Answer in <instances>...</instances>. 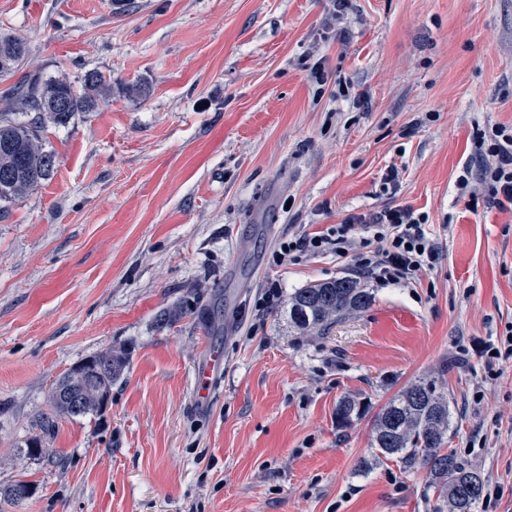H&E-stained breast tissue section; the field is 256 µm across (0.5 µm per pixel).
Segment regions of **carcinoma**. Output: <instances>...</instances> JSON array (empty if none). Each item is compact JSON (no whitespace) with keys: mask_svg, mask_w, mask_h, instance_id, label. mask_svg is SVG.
<instances>
[{"mask_svg":"<svg viewBox=\"0 0 512 512\" xmlns=\"http://www.w3.org/2000/svg\"><path fill=\"white\" fill-rule=\"evenodd\" d=\"M26 41L0 37V56L12 64L0 73L13 71L28 55ZM112 81L98 72L84 75L82 90L65 79L43 78L30 73L3 91L0 101V202L24 198L55 169L56 155L45 149L41 120L65 125L79 112H96L109 102ZM372 303L369 291L351 276L297 288L288 298L291 325L306 334L320 333L336 319L366 310ZM111 369L93 373L96 365ZM130 365L129 352L108 349L74 366L56 385L50 396L51 412L42 417L40 434L27 446V455L42 451V438L51 434L63 417L74 418L97 412L103 402H88L76 410L71 399L84 386L92 384L105 396ZM368 404L344 397L336 404L335 422L339 430L348 429L366 416ZM448 395L437 390L433 381H417L397 392L372 418L371 446L383 458H396L409 469L420 464L428 473V488L436 495L434 512H473L483 492L481 475L467 462L446 448L449 423ZM33 484L19 480L1 490L0 496L20 502L28 498Z\"/></svg>","mask_w":512,"mask_h":512,"instance_id":"obj_1","label":"carcinoma"}]
</instances>
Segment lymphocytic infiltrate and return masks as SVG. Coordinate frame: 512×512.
<instances>
[{
	"label": "lymphocytic infiltrate",
	"instance_id": "1",
	"mask_svg": "<svg viewBox=\"0 0 512 512\" xmlns=\"http://www.w3.org/2000/svg\"><path fill=\"white\" fill-rule=\"evenodd\" d=\"M483 152L476 167H463L456 179L469 205L478 201L512 206V126L496 125L482 134ZM426 215L399 205L375 214L350 213L323 234H306L281 243L276 262L295 260L299 253L332 251L378 284L416 283L430 269L436 248Z\"/></svg>",
	"mask_w": 512,
	"mask_h": 512
}]
</instances>
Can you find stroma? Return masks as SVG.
<instances>
[{"instance_id": "35a3bbf8", "label": "stroma", "mask_w": 512, "mask_h": 512, "mask_svg": "<svg viewBox=\"0 0 512 512\" xmlns=\"http://www.w3.org/2000/svg\"><path fill=\"white\" fill-rule=\"evenodd\" d=\"M112 2L0 0L24 70L112 78L102 111L45 125L52 176L0 210V489L35 486L0 512H433L426 469L334 420L422 378L483 477L474 512H512V359L478 353L512 324V210L455 186L477 132L512 124V0H349L340 22L331 0ZM391 205L427 215L433 268L322 334L290 327L295 289L352 269L275 264L280 243ZM109 348L130 365L103 410L27 456L58 381ZM224 367V358L218 351H212L196 370L194 395L200 405H209L216 391L214 374ZM367 413V402L353 397H343L336 404V428L338 430L349 429L356 421L365 417Z\"/></svg>"}]
</instances>
